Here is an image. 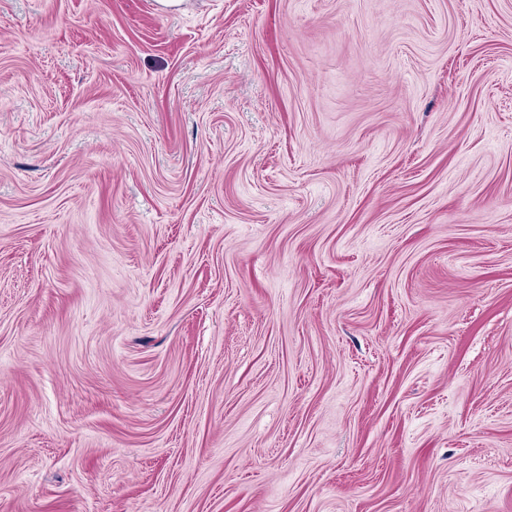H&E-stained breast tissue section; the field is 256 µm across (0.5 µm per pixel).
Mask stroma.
Here are the masks:
<instances>
[{
	"label": "stroma",
	"mask_w": 512,
	"mask_h": 512,
	"mask_svg": "<svg viewBox=\"0 0 512 512\" xmlns=\"http://www.w3.org/2000/svg\"><path fill=\"white\" fill-rule=\"evenodd\" d=\"M0 512H512V0H0Z\"/></svg>",
	"instance_id": "obj_1"
}]
</instances>
